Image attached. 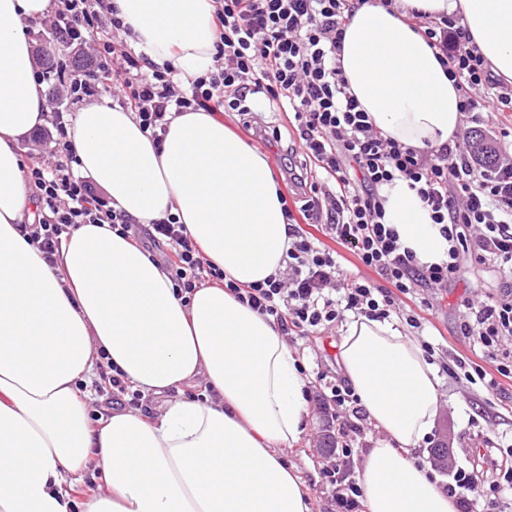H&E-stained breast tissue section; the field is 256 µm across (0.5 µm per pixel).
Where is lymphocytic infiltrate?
Instances as JSON below:
<instances>
[{
	"label": "lymphocytic infiltrate",
	"mask_w": 512,
	"mask_h": 512,
	"mask_svg": "<svg viewBox=\"0 0 512 512\" xmlns=\"http://www.w3.org/2000/svg\"><path fill=\"white\" fill-rule=\"evenodd\" d=\"M355 0H213L217 33L215 63L190 86L170 65L135 53L130 26L107 0H54L44 20L50 36L83 50L85 71L71 75L64 93L76 102L111 96L133 112L143 132L161 142L172 118L185 111H249L251 96L263 95L270 110L285 112L298 136L289 144L291 180L303 192L297 213L287 214L285 275L242 287L204 262L173 214L152 221L140 242L158 250L178 297L188 299L200 285L222 281L225 290L263 316L283 334L302 338L333 327L346 313L388 318L396 303L417 288H444L455 279L462 254L492 266L500 279L497 295L468 301L461 336L480 352L481 362L457 356L453 372L493 391L512 381V150L485 161L472 149L474 129L495 135L512 94L489 72L484 58L453 17L437 21L412 17L436 48L462 93L468 125L452 143L420 151L384 137L355 98L345 91L338 63L343 22ZM68 118L51 109L36 137L50 144L49 157L24 168L38 208L25 225L46 262H53L64 234L82 224H109L120 235L135 232L131 218L98 194L88 178L75 175L77 162ZM406 181L415 188L434 223L448 240V257L420 264L385 224L383 187ZM317 225L310 233L308 225ZM351 253L366 275L345 278L343 253ZM344 287H337L338 278ZM496 367L488 377L485 363ZM324 468V484L335 512H364L355 477L354 448L335 446ZM512 501V448H479L471 468L457 469L448 492L459 512H480L485 492Z\"/></svg>",
	"instance_id": "f902f5d3"
}]
</instances>
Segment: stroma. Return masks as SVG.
Returning <instances> with one entry per match:
<instances>
[{
	"mask_svg": "<svg viewBox=\"0 0 512 512\" xmlns=\"http://www.w3.org/2000/svg\"><path fill=\"white\" fill-rule=\"evenodd\" d=\"M223 120L226 127L241 134L264 155L270 168H278V158L282 152L280 145L261 142L258 132L260 128L274 125L279 126L281 131H288V121L284 115L258 104L247 116L227 114ZM478 283L484 284L486 293H495L496 280L486 266L472 262L469 256H462L461 271L455 285L442 291L438 304L426 311L421 328L411 331L415 339L433 343L432 362L441 378V408L437 423L420 445L419 462L423 465L430 461L431 448L443 440L447 441L456 465L463 467L468 466L472 450L478 447L481 435L492 432L500 444H512V382L504 383L502 390L492 393L481 386L456 379L447 370L456 356L469 357L473 354L460 336L458 326L470 289ZM339 336L340 331L335 328L306 340L290 341L289 347L306 368L319 365L328 375L337 377L341 374L336 362ZM324 435L323 415L316 403H309L306 432L299 444L286 451L289 463L295 465L306 480L313 512H332L333 509L321 483V468L326 462Z\"/></svg>",
	"mask_w": 512,
	"mask_h": 512,
	"instance_id": "1",
	"label": "stroma"
}]
</instances>
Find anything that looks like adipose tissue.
Masks as SVG:
<instances>
[{
    "mask_svg": "<svg viewBox=\"0 0 512 512\" xmlns=\"http://www.w3.org/2000/svg\"><path fill=\"white\" fill-rule=\"evenodd\" d=\"M131 42L182 82L214 64L212 0H112ZM52 0H0V512H72L90 468L105 490L82 512H312L284 451L306 428V382L273 320L223 284L190 300L106 224H83L48 264L21 225L35 203L19 140L46 121L27 23ZM459 17L489 69L512 84V0H366L347 20L346 91L385 136L418 150L451 142L462 94L411 13ZM77 168L143 224L173 213L207 262L249 285L279 274L289 247L282 195L265 157L220 119L175 117L161 143L120 106L93 104L70 131ZM385 222L420 263L449 244L406 182L383 191ZM105 353L133 390L157 396L201 379L155 417L127 409L91 425L94 364ZM342 375L382 440L357 464L367 512H458L415 452L434 425L441 379L395 319L350 315Z\"/></svg>",
    "mask_w": 512,
    "mask_h": 512,
    "instance_id": "obj_1",
    "label": "adipose tissue"
}]
</instances>
